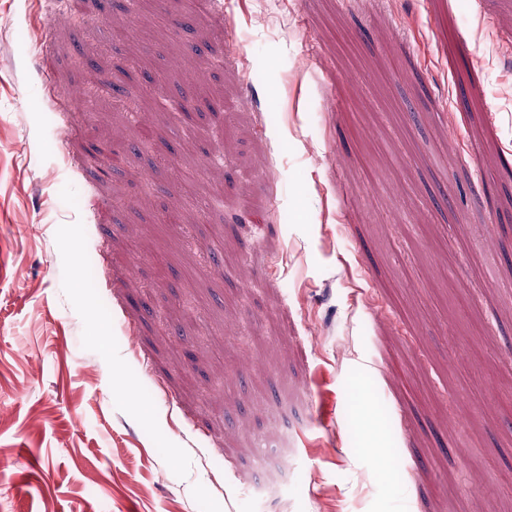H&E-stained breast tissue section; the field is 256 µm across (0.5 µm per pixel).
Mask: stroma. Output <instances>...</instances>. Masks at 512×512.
Segmentation results:
<instances>
[{
    "mask_svg": "<svg viewBox=\"0 0 512 512\" xmlns=\"http://www.w3.org/2000/svg\"><path fill=\"white\" fill-rule=\"evenodd\" d=\"M505 159L512 0H0V512H512Z\"/></svg>",
    "mask_w": 512,
    "mask_h": 512,
    "instance_id": "obj_1",
    "label": "stroma"
}]
</instances>
